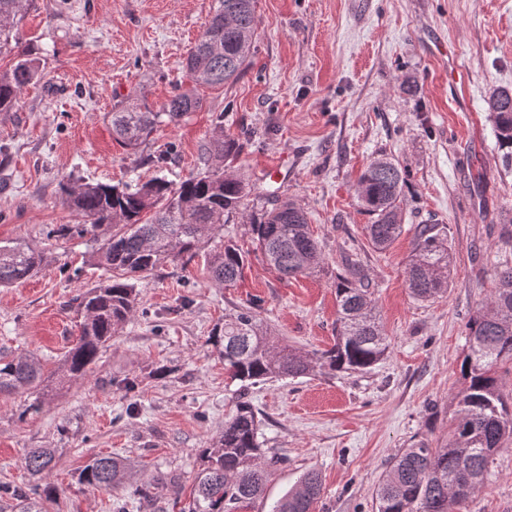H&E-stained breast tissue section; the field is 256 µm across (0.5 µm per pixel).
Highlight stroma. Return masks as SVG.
Returning <instances> with one entry per match:
<instances>
[{"label":"stroma","instance_id":"1","mask_svg":"<svg viewBox=\"0 0 512 512\" xmlns=\"http://www.w3.org/2000/svg\"><path fill=\"white\" fill-rule=\"evenodd\" d=\"M211 7L28 0L0 46V70L22 52L40 63L18 105L0 112L8 151L0 242L22 241L47 257L37 277L0 287V355L30 353L55 368L79 334L72 298L107 277L94 263L97 241L51 233L81 221L62 184L180 181L200 172L202 148L220 130L239 139L231 169L250 189L245 205L296 201L323 268L281 278L235 216L222 234L249 251L235 285L211 281L203 251L135 281V317L84 377L54 386L34 415L25 411L33 394L0 396V485L34 487L25 455L51 448L57 494L49 512H172L173 500H190L201 451L223 433L242 394L258 412L263 449L285 458L244 512H270L309 470L322 484L310 512H374L395 455L422 440L440 443L453 428L466 387V323L499 267L512 264V160L487 110L494 91H512V0H255L251 65L233 84L197 90L182 63ZM178 89L197 91L200 108L159 125L138 151L113 140L115 104L157 109ZM283 156L287 176L267 180ZM380 157L407 174L403 231L383 251L368 239L372 217L355 193L362 170ZM420 224L438 225L453 255L447 293L429 302L405 284ZM351 255L367 271L387 357L364 372L273 378L246 390L231 380L208 339L238 309L253 308L276 345L305 353L333 346L334 283ZM96 454L129 463L124 486L79 483ZM490 468L486 486L458 512H512V449Z\"/></svg>","mask_w":512,"mask_h":512}]
</instances>
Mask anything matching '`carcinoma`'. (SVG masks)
<instances>
[{"label": "carcinoma", "instance_id": "obj_1", "mask_svg": "<svg viewBox=\"0 0 512 512\" xmlns=\"http://www.w3.org/2000/svg\"><path fill=\"white\" fill-rule=\"evenodd\" d=\"M27 0H0V42L9 40ZM259 21L252 0H213L210 19L185 61L196 85H225L251 64ZM39 74V62L26 54L0 70V111L10 110L23 89ZM200 106L187 92L174 94L155 110L144 102L112 108L113 137L129 149L138 148L163 122L179 123ZM489 116L500 144L512 149V92L493 93ZM240 151L238 140L218 135L201 154L203 164L215 162L204 174L174 184L164 177L121 187L85 183L62 186L70 207L86 224H61L54 233L97 236L112 228L99 247L97 265L112 272L103 283L74 298L81 313L79 336L64 355L59 379L78 378L96 364L117 328L136 313L131 280L147 277L169 262L189 261L216 238L224 218L239 211L245 196L244 179L226 173L223 164ZM405 172L392 160L371 161L357 181L360 206L373 216L367 232L372 246L387 249L402 232L401 194ZM253 241L266 261L282 276L315 271L322 262L318 241L310 232L305 210L291 199L245 215ZM453 257L448 240L435 224H419L414 250L406 264L405 282L420 301L448 291ZM246 252L232 241L222 243L209 258L211 279L230 285L242 277ZM44 253L27 243L0 245V286L12 285L44 269ZM336 343L325 351L299 354L270 345L263 321L250 307L224 318L210 343L224 359L234 380L256 384L276 377H298L315 371H365L382 360L389 343L371 297L363 266L351 261L336 277ZM467 353L461 373L468 385L458 396V418L448 439L433 447L420 441L398 453L375 490V512H456V506L488 482L489 464L512 443V406L499 386L497 369L512 362V265L496 275L495 287L467 322ZM54 375L43 373L31 354L0 355V395L21 389L37 392ZM259 422L253 406L239 401L224 422V434L202 451L195 495L185 512H239L260 498L269 476L258 460ZM50 448L32 449L26 460L32 475L51 470ZM127 465L110 455H97L79 474V482L94 489H114L126 479ZM56 493L50 483L25 491L0 486V512H46ZM321 493L318 473L306 472L297 491L277 501L271 512H309Z\"/></svg>", "mask_w": 512, "mask_h": 512}]
</instances>
